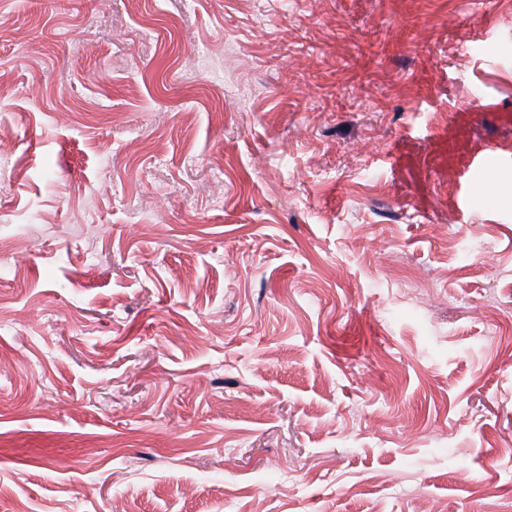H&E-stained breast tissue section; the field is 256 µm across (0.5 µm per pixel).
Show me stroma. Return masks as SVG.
Listing matches in <instances>:
<instances>
[{"label":"stroma","mask_w":512,"mask_h":512,"mask_svg":"<svg viewBox=\"0 0 512 512\" xmlns=\"http://www.w3.org/2000/svg\"><path fill=\"white\" fill-rule=\"evenodd\" d=\"M512 0H7L0 512H512ZM509 170H512L511 158H506L497 153L490 145H485V148L470 157L464 169V174L477 177L482 176L488 171L505 172Z\"/></svg>","instance_id":"stroma-1"}]
</instances>
